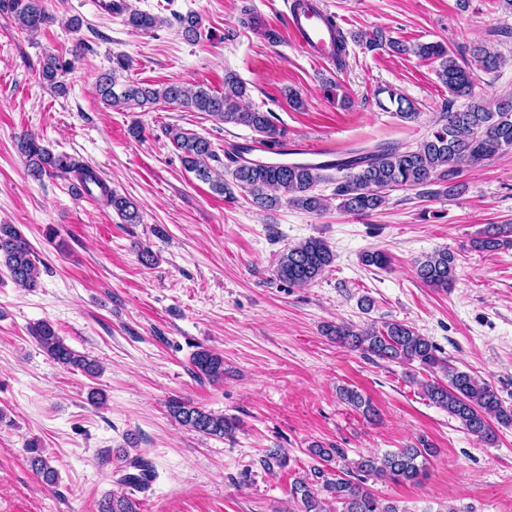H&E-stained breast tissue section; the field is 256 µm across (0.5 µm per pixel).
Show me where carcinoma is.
Listing matches in <instances>:
<instances>
[{
    "label": "carcinoma",
    "mask_w": 512,
    "mask_h": 512,
    "mask_svg": "<svg viewBox=\"0 0 512 512\" xmlns=\"http://www.w3.org/2000/svg\"><path fill=\"white\" fill-rule=\"evenodd\" d=\"M0 18L29 33L53 21L45 7V0H0ZM182 36L195 41L200 36L202 19L189 12L178 16ZM126 26L133 30L151 31L163 23L149 13L131 9L124 18ZM369 50L388 47L397 54L412 52L423 59L439 62L438 78L456 98H465L462 108L446 109L434 125V129L421 144L411 147L400 142L377 143L370 148L350 150L339 158L327 162L271 163L248 157L253 148L230 143L224 149L232 182L213 178L209 161L216 153L206 138L181 128L170 127L166 133L179 152L184 169L212 188L235 199L237 187L251 196L258 207L271 211L282 203L297 209L320 213L328 209L329 200L316 193L317 187L328 180L325 172L334 170L341 174L336 179L337 208L353 215H368L381 208L387 201V192L395 189L434 187L432 193L446 197L458 193L457 182L462 168L475 166L496 155L512 151V94L504 93L490 101L472 96L473 77L465 63L440 43L418 44L414 48L388 38L384 31L372 32L365 41ZM471 55L480 59L486 70L497 69L501 54L476 44ZM130 67L124 54L112 56V71L98 75L95 91L102 104L108 108L145 110L158 104L188 112H205L226 125L245 126L259 135L263 145L282 149L281 130L269 111L246 107L242 101L248 97L247 85L236 74L224 76V91L215 93L201 86L183 82H169L160 87L149 84L118 82L117 72ZM72 62L48 54L40 69L41 80L59 95L68 92L66 75ZM387 94L396 112L405 120H414L413 103L390 88L378 90ZM17 151L22 157L28 175L36 180L43 176L64 177L74 181L73 189L98 197L125 224L140 223L137 204L120 195L104 182L97 171L84 162L67 154H55L42 140L32 133H25L17 141ZM512 245V226H491L473 240V246L482 251H497ZM335 253L321 238L310 237L285 247L276 259V279L292 286L309 285L321 278L332 266ZM8 271L13 282L30 291L39 285L40 272L35 252L30 242L13 224H0V268ZM416 278L425 285L446 290L456 279V258L444 247L417 260L414 265ZM29 334L37 345L56 363L71 369H79L89 375L98 372L94 361L80 354L65 343L52 323L43 320L29 327ZM325 335L343 347L379 359L399 360L418 365L443 378L423 384L425 396L431 403L456 418L467 433L481 442L492 445L497 434L492 423L503 427L512 426V404L506 403L498 392L479 376L462 371L440 356V349L414 328L395 320L386 321L380 327L358 328L352 324L329 325ZM191 374L199 380L219 382L224 380V355L210 348L198 347L192 353ZM341 400L362 412L366 417L374 414L370 401L357 391L342 387ZM171 419L187 430L207 437L231 438L238 429V422L214 414L204 407L184 398H172L167 403ZM311 457L320 463L346 460L342 448H325L315 444L309 448ZM434 448L425 438L395 452L382 456H367L353 462L345 469V475L331 474L322 468L314 469L313 477L322 482V489L338 504L336 512H398L394 505L383 504L365 486L367 477L387 479L393 482L418 483L424 477L429 457ZM28 462L42 484H57L58 472L52 459L44 455L35 441L28 443ZM118 484L122 489L110 496L100 512H139L135 494L149 488L156 477L152 464L140 455L123 453ZM291 495L297 501L300 512H324V501L318 497L314 482L297 480Z\"/></svg>",
    "instance_id": "cac0c4a2"
}]
</instances>
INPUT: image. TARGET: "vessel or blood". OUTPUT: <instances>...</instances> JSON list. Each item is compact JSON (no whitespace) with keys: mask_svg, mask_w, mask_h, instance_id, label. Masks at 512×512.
Here are the masks:
<instances>
[{"mask_svg":"<svg viewBox=\"0 0 512 512\" xmlns=\"http://www.w3.org/2000/svg\"><path fill=\"white\" fill-rule=\"evenodd\" d=\"M280 36L313 59L331 64L336 61L334 18L319 0H309L305 8L291 12Z\"/></svg>","mask_w":512,"mask_h":512,"instance_id":"1","label":"vessel or blood"}]
</instances>
